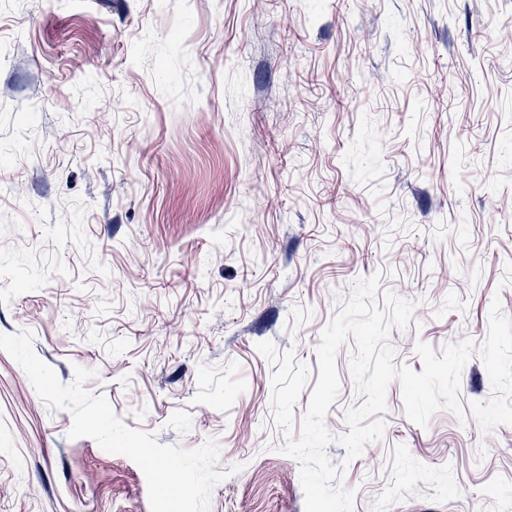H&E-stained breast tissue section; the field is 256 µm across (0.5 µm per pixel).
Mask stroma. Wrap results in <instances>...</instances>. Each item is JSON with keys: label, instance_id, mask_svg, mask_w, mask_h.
<instances>
[{"label": "stroma", "instance_id": "stroma-1", "mask_svg": "<svg viewBox=\"0 0 512 512\" xmlns=\"http://www.w3.org/2000/svg\"><path fill=\"white\" fill-rule=\"evenodd\" d=\"M0 0V334L33 335L132 429L215 440L210 512H304L273 341L318 373L352 283L415 302L396 363L512 317V0ZM454 97V107L444 105ZM353 343L325 418L349 431ZM353 512H506L512 425L387 390ZM0 351V512H150L141 469L68 438ZM239 472H232L234 464Z\"/></svg>", "mask_w": 512, "mask_h": 512}]
</instances>
